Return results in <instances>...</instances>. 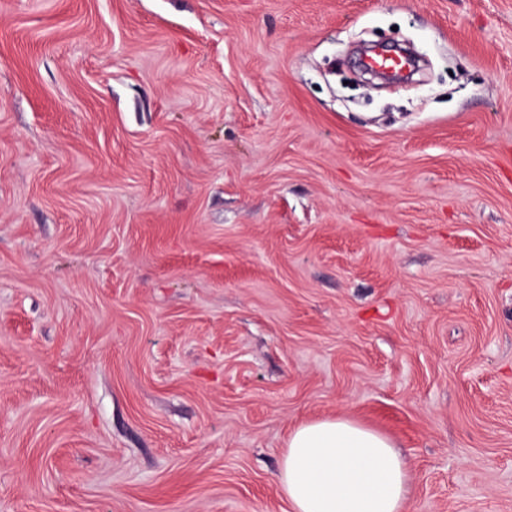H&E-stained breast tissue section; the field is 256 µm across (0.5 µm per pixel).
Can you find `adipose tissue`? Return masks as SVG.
I'll use <instances>...</instances> for the list:
<instances>
[{
  "instance_id": "adipose-tissue-1",
  "label": "adipose tissue",
  "mask_w": 512,
  "mask_h": 512,
  "mask_svg": "<svg viewBox=\"0 0 512 512\" xmlns=\"http://www.w3.org/2000/svg\"><path fill=\"white\" fill-rule=\"evenodd\" d=\"M409 475L388 437L336 417L292 430L277 482L291 512H407Z\"/></svg>"
}]
</instances>
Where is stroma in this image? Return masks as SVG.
Listing matches in <instances>:
<instances>
[{"label":"stroma","mask_w":512,"mask_h":512,"mask_svg":"<svg viewBox=\"0 0 512 512\" xmlns=\"http://www.w3.org/2000/svg\"><path fill=\"white\" fill-rule=\"evenodd\" d=\"M336 416L512 512V0H0V512H290Z\"/></svg>","instance_id":"1"}]
</instances>
